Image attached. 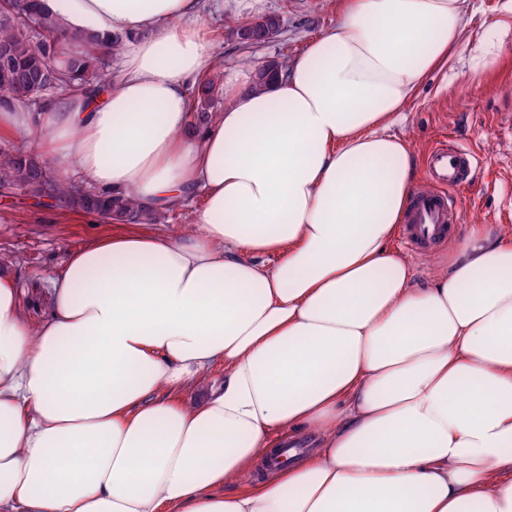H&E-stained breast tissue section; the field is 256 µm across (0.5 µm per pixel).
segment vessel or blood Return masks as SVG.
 Instances as JSON below:
<instances>
[{"label": "vessel or blood", "mask_w": 512, "mask_h": 512, "mask_svg": "<svg viewBox=\"0 0 512 512\" xmlns=\"http://www.w3.org/2000/svg\"><path fill=\"white\" fill-rule=\"evenodd\" d=\"M478 160L469 150L436 144L426 156L431 185L416 193L404 224L409 251H427L448 240L462 222L463 208L453 189L469 185Z\"/></svg>", "instance_id": "b4317fda"}]
</instances>
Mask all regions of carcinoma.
Returning a JSON list of instances; mask_svg holds the SVG:
<instances>
[{"label": "carcinoma", "mask_w": 512, "mask_h": 512, "mask_svg": "<svg viewBox=\"0 0 512 512\" xmlns=\"http://www.w3.org/2000/svg\"><path fill=\"white\" fill-rule=\"evenodd\" d=\"M281 19L264 15L247 22L245 31L250 43L277 37ZM67 42L97 43L91 37L66 31L60 22L42 9L40 0H5L0 5V98L27 103L48 92L70 94L90 89L86 76L100 63V52L69 59L57 65L60 44ZM282 66L270 60L255 72V85L262 87ZM221 85L220 72L213 70L198 82L195 95L196 124L206 125L215 117V93ZM44 185L50 196L75 210L95 213L104 220L124 223H155L159 217L138 207L131 197H103L81 183L60 179L31 150L0 149V185L26 188Z\"/></svg>", "instance_id": "1"}]
</instances>
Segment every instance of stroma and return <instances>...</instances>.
I'll list each match as a JSON object with an SVG mask.
<instances>
[{
	"instance_id": "stroma-1",
	"label": "stroma",
	"mask_w": 512,
	"mask_h": 512,
	"mask_svg": "<svg viewBox=\"0 0 512 512\" xmlns=\"http://www.w3.org/2000/svg\"><path fill=\"white\" fill-rule=\"evenodd\" d=\"M221 11L204 13L208 32L224 65L248 68L274 60L289 64L309 43L336 27L337 0H223ZM476 9L470 36L448 64L447 74L436 73L421 84L395 132L406 135L413 148L415 186L427 185L425 159L437 142L472 150L480 159L470 187L459 230L467 235L473 225L486 224L512 236V30H489L493 20H512L506 0H473ZM282 15V34L260 44L239 42L234 29L253 17ZM488 53L493 62L476 72L472 57ZM96 215L73 211L52 201L18 190L0 194V261L17 272V300L26 319L39 324L52 310L57 273L69 251L97 238L123 230Z\"/></svg>"
}]
</instances>
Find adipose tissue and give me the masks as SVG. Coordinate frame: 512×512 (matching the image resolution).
Listing matches in <instances>:
<instances>
[{"mask_svg": "<svg viewBox=\"0 0 512 512\" xmlns=\"http://www.w3.org/2000/svg\"><path fill=\"white\" fill-rule=\"evenodd\" d=\"M43 2L121 36V75L40 112L0 99V131L147 211L203 204L179 236L70 252L36 327L0 265V512H512V240L474 226L425 288L392 246L414 163L389 125L470 0H345L264 87L225 70L201 128L203 0ZM301 433L308 455L248 479ZM221 85V91L215 100V93L219 90ZM196 105L194 112L196 114L197 125H207L215 117V109L221 112L224 109L226 100L224 99V83H221L220 72L213 70L209 71L208 74L198 82L197 92L195 95Z\"/></svg>", "mask_w": 512, "mask_h": 512, "instance_id": "obj_1", "label": "adipose tissue"}]
</instances>
